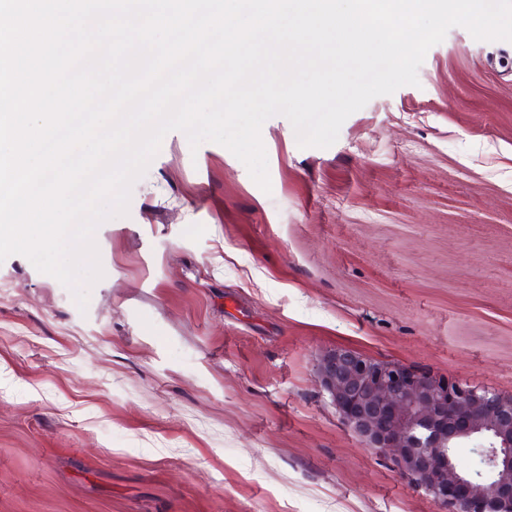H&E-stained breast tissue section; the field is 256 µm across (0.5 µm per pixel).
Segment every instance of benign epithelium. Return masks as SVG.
<instances>
[{"label":"benign epithelium","instance_id":"obj_1","mask_svg":"<svg viewBox=\"0 0 512 512\" xmlns=\"http://www.w3.org/2000/svg\"><path fill=\"white\" fill-rule=\"evenodd\" d=\"M316 371L364 447L448 512H512V395L342 347L326 351ZM460 441L478 455L468 472L455 463Z\"/></svg>","mask_w":512,"mask_h":512}]
</instances>
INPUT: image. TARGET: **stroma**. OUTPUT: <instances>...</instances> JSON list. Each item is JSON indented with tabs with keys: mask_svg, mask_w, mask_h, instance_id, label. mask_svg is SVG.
<instances>
[{
	"mask_svg": "<svg viewBox=\"0 0 512 512\" xmlns=\"http://www.w3.org/2000/svg\"><path fill=\"white\" fill-rule=\"evenodd\" d=\"M270 191L168 133L86 308L0 261V512H444L321 388L342 346L512 395V42L451 28Z\"/></svg>",
	"mask_w": 512,
	"mask_h": 512,
	"instance_id": "stroma-1",
	"label": "stroma"
}]
</instances>
